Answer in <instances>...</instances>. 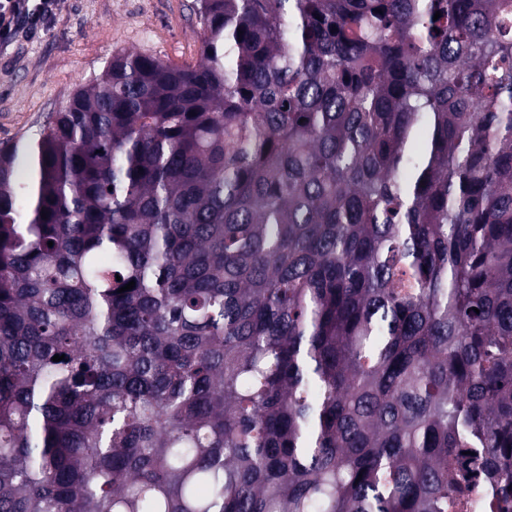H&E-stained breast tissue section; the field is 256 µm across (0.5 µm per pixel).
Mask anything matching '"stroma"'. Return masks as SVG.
<instances>
[{
    "label": "stroma",
    "instance_id": "obj_1",
    "mask_svg": "<svg viewBox=\"0 0 512 512\" xmlns=\"http://www.w3.org/2000/svg\"><path fill=\"white\" fill-rule=\"evenodd\" d=\"M201 37L194 0H58L39 35L0 43V146L32 136L112 54L192 65Z\"/></svg>",
    "mask_w": 512,
    "mask_h": 512
}]
</instances>
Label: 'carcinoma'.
<instances>
[{
    "label": "carcinoma",
    "mask_w": 512,
    "mask_h": 512,
    "mask_svg": "<svg viewBox=\"0 0 512 512\" xmlns=\"http://www.w3.org/2000/svg\"><path fill=\"white\" fill-rule=\"evenodd\" d=\"M197 15L0 148V512L512 497V0ZM462 468L466 469L471 475L474 483V488L468 498L457 501L455 507L448 510L449 512H480L474 509V504L477 499L485 494V487L480 482L481 477V463L471 455H460L458 458Z\"/></svg>",
    "instance_id": "obj_1"
}]
</instances>
